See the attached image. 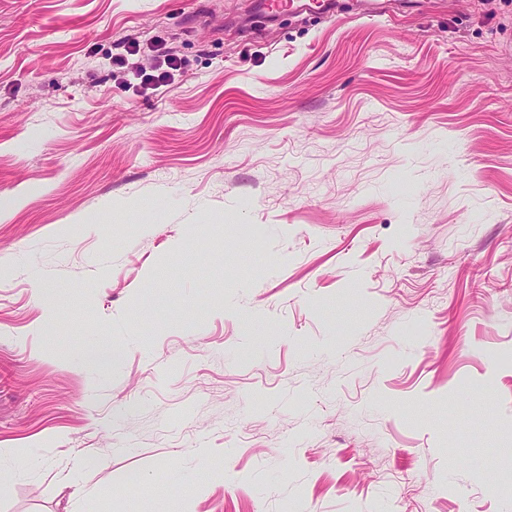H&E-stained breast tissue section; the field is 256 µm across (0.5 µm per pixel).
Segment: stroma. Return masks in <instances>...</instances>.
<instances>
[{
	"instance_id": "35a3bbf8",
	"label": "stroma",
	"mask_w": 512,
	"mask_h": 512,
	"mask_svg": "<svg viewBox=\"0 0 512 512\" xmlns=\"http://www.w3.org/2000/svg\"><path fill=\"white\" fill-rule=\"evenodd\" d=\"M337 9L0 0V512H512V0Z\"/></svg>"
}]
</instances>
